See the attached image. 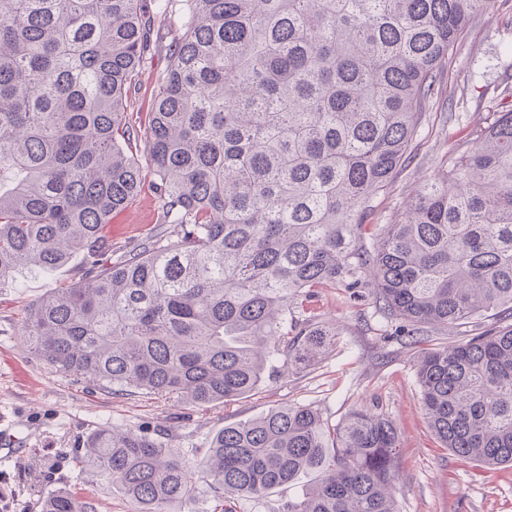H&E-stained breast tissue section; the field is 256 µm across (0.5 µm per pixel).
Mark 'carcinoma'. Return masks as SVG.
Masks as SVG:
<instances>
[{"instance_id":"cac0c4a2","label":"carcinoma","mask_w":512,"mask_h":512,"mask_svg":"<svg viewBox=\"0 0 512 512\" xmlns=\"http://www.w3.org/2000/svg\"><path fill=\"white\" fill-rule=\"evenodd\" d=\"M491 0H183V34L143 131L126 112L151 45L141 0H0V287L84 256L26 308L21 335L59 372L115 395L198 406L248 395L269 361L320 357L336 327L296 311L372 277L405 336L471 325L424 352L429 424L454 455L512 465V87L473 149L361 243L405 166L448 52ZM159 220L112 258L101 231L146 176ZM497 325L483 331V319ZM398 432L374 410L329 426L309 406L218 432L196 463L104 426L74 457L133 512L205 493L259 499L308 472L286 512H397ZM206 470L207 490L196 471ZM41 512H95L61 491Z\"/></svg>"}]
</instances>
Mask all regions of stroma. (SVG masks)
<instances>
[{"instance_id":"1","label":"stroma","mask_w":512,"mask_h":512,"mask_svg":"<svg viewBox=\"0 0 512 512\" xmlns=\"http://www.w3.org/2000/svg\"><path fill=\"white\" fill-rule=\"evenodd\" d=\"M160 30L128 103L146 117L158 90L172 44L181 36V0H144ZM512 84V0H493L475 12L449 54L441 91L430 101L413 143L410 162L372 200L363 228L365 246L376 227L390 223L414 194L418 182L440 170L448 151L496 111L497 96ZM158 202L144 188L125 208L126 233L104 227L112 248L136 246L158 221ZM74 265L50 272H23L0 288V435L18 438L22 454L0 469V502L11 512H40V499L55 490L77 492L96 512H131L132 505L111 484L80 474L70 458L87 436L117 425L162 435L167 447L192 460L205 457L225 424L245 421L285 405H307L325 422L341 423L354 409L376 407L398 429V512H512V466H487L453 455L426 418L416 376L418 350L399 336L375 303L373 282L356 293L326 286L307 303L308 314L335 322L337 334L325 354L307 367H276L260 389L229 404L180 405L148 394L113 395L64 376L21 345L27 305L51 288L75 280ZM309 477L273 490L260 500L228 502L229 512H282L301 495Z\"/></svg>"}]
</instances>
